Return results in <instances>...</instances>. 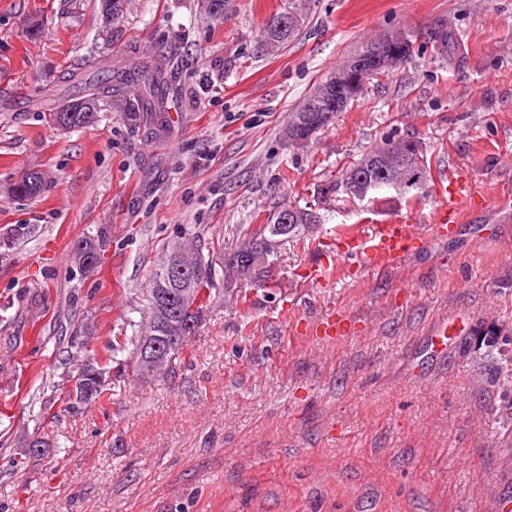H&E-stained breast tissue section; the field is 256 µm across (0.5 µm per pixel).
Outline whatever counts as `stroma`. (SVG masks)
<instances>
[{"instance_id":"35a3bbf8","label":"stroma","mask_w":512,"mask_h":512,"mask_svg":"<svg viewBox=\"0 0 512 512\" xmlns=\"http://www.w3.org/2000/svg\"><path fill=\"white\" fill-rule=\"evenodd\" d=\"M304 22L287 46L261 38L289 2ZM128 0L102 39L98 0H0V512H512V447L495 422L474 334L512 324V217L467 215L401 264L358 277L328 262L336 233L388 216L432 220L448 175L512 190V0ZM447 26V45L431 42ZM412 61L371 80L306 145L288 123L327 76L395 31ZM174 45L183 99L129 123L117 111L64 130L51 108L90 50L132 65ZM422 141L431 170L416 196L345 192L320 206L305 242L280 248L277 285L217 288L171 377L113 366L112 399L40 417L65 383L72 343L105 353L130 335L150 271L181 237L213 262L275 208L386 139ZM39 170L33 199L10 186ZM106 230L92 270L74 244ZM351 316L337 343L288 340V323ZM449 326L435 354L430 333ZM40 432V456L22 444Z\"/></svg>"}]
</instances>
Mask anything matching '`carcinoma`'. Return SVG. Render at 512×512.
Instances as JSON below:
<instances>
[{"instance_id":"1","label":"carcinoma","mask_w":512,"mask_h":512,"mask_svg":"<svg viewBox=\"0 0 512 512\" xmlns=\"http://www.w3.org/2000/svg\"><path fill=\"white\" fill-rule=\"evenodd\" d=\"M100 12L103 23L108 25L105 34L112 33V22L123 13V0H100ZM289 10L281 9L273 13L262 29V37L267 45L279 48L286 45L295 36L297 25L280 26V20ZM88 67L95 69V74L82 80L84 90L92 93L68 100L60 109L50 113L55 124L62 128L74 129L84 127L94 122L101 112H110L116 104L120 105L128 120L135 121L141 112L161 110L169 97L177 94L182 79V67L178 60L169 57L168 66L155 68L142 64L129 68L123 64H112V58L92 55L86 60ZM336 101L335 75H330L323 81L305 106L294 113L288 126V138L296 143H306L319 130L327 126L336 114L333 102ZM392 158L387 151V145H382L362 154L340 173V177L317 186L314 193L325 197L336 193L338 186H343L350 194L365 197L371 191L385 189V182L390 178ZM402 162L409 166L416 175L412 189H418L423 184L427 173V152L402 157ZM43 188V175L33 172L32 176L21 178L14 183L11 192L22 198L37 196ZM320 221L318 213L311 207L296 208V223L284 241H298L313 232L316 222ZM262 236V229L256 228L246 235L242 245L233 255L224 260V264L215 266L210 258L203 254L201 240L192 239L183 242L188 257L205 260L207 272L196 283L194 291L199 296L201 304L192 315L185 318L193 322V331H198L208 302L215 290L219 279L229 282L242 273L245 268L244 257L248 256L254 240ZM106 232H100L94 238H84L76 244L74 254L85 253L93 256L100 255L106 246ZM166 286L165 278L160 268H155L149 278L146 292L142 295L141 321L131 323L132 335L123 342L112 344V356L109 360L100 359L88 349L86 343L76 344V350L69 355L68 378L73 382L71 389L66 392L67 408L78 411L102 401L108 391L112 390V363L115 355L132 350L134 363L132 373L142 381H147L146 374L139 362V334L144 323L151 320L155 313L153 298L157 289ZM509 340H499L496 333H491L486 339V352L483 357L493 361L494 366L486 378L485 391L499 392L498 404L494 407V417L502 425V436L508 447H512V351L507 349Z\"/></svg>"}]
</instances>
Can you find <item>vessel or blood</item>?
Listing matches in <instances>:
<instances>
[{"label":"vessel or blood","mask_w":512,"mask_h":512,"mask_svg":"<svg viewBox=\"0 0 512 512\" xmlns=\"http://www.w3.org/2000/svg\"><path fill=\"white\" fill-rule=\"evenodd\" d=\"M484 200L473 189L468 177L449 175L448 190L436 208V219L430 230H423L408 217L391 218L344 235L339 247V266L343 270L376 271L401 263L415 252L426 233L436 235L457 232L465 213L482 206ZM343 314L330 312L308 324L291 323L294 336H316L331 341L341 340L347 333Z\"/></svg>","instance_id":"obj_1"}]
</instances>
